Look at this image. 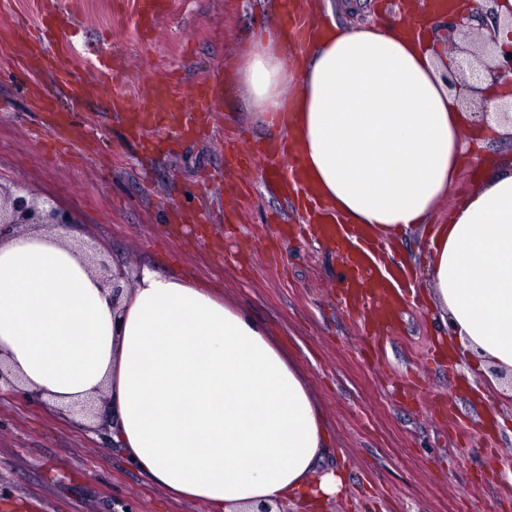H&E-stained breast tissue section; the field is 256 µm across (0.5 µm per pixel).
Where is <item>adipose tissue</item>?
Wrapping results in <instances>:
<instances>
[{"mask_svg":"<svg viewBox=\"0 0 512 512\" xmlns=\"http://www.w3.org/2000/svg\"><path fill=\"white\" fill-rule=\"evenodd\" d=\"M404 15L330 23L291 53L256 40L237 81L260 124L283 130L305 185L342 223L380 239L428 227L426 277L461 361L506 389L512 372V164L483 171L440 224L430 218L474 145L466 121L512 134V87L472 107ZM0 352L55 405L105 397L112 439L154 484L211 512L293 501L315 512L346 482L300 366L269 328L215 289L143 269L120 301L49 230L0 237Z\"/></svg>","mask_w":512,"mask_h":512,"instance_id":"obj_1","label":"adipose tissue"}]
</instances>
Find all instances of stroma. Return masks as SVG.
I'll return each mask as SVG.
<instances>
[{"instance_id":"obj_1","label":"stroma","mask_w":512,"mask_h":512,"mask_svg":"<svg viewBox=\"0 0 512 512\" xmlns=\"http://www.w3.org/2000/svg\"><path fill=\"white\" fill-rule=\"evenodd\" d=\"M43 0H0V183H21L78 218L71 232L141 268L187 276L250 308L304 370L336 444L326 466L347 482L318 512H512V395L455 359L424 285L421 231L381 241L377 261L410 289L394 330L344 303L343 260L314 234L300 200L264 181L269 159L241 148L281 133L258 125L233 71L257 32L277 27L282 0H165L141 35L134 0H56L74 14L49 68L30 69L26 39ZM122 90L95 69L102 49ZM173 72L185 97L205 76L222 93L203 139L159 128L130 136L112 112ZM41 89L68 115L73 157L42 146ZM512 158V136L489 137L462 165L437 211L447 220L488 160ZM180 210L183 224L165 221ZM0 512H207L147 482L110 438L108 418L74 414L0 389Z\"/></svg>"}]
</instances>
